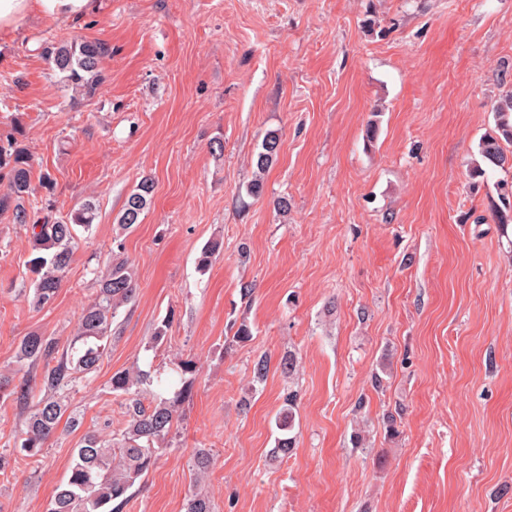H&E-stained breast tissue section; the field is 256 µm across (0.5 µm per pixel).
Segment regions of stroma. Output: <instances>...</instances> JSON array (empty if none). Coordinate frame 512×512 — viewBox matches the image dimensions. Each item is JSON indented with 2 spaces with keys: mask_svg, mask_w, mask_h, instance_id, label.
Instances as JSON below:
<instances>
[{
  "mask_svg": "<svg viewBox=\"0 0 512 512\" xmlns=\"http://www.w3.org/2000/svg\"><path fill=\"white\" fill-rule=\"evenodd\" d=\"M75 38L108 50L78 102L39 50ZM510 90L512 0H103L85 22L1 43L0 135L23 131L27 208L61 217L89 200L97 218L37 309L30 232L0 216V374L20 379L29 333L68 346L92 268L128 259L137 294L71 396L80 430L0 473V512H47L82 433L123 426L115 372L184 360L191 396L124 512H185L198 488L214 512H512V223L491 217L512 169L473 173ZM270 132L280 149L254 197ZM145 177L152 202L122 232ZM291 388L296 444L276 459ZM279 136L274 132L268 133L262 141L261 151L256 157L257 172L251 182L248 184L247 192L252 196H260L264 190L262 174L269 168L279 151Z\"/></svg>",
  "mask_w": 512,
  "mask_h": 512,
  "instance_id": "stroma-1",
  "label": "stroma"
}]
</instances>
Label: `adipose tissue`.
Returning a JSON list of instances; mask_svg holds the SVG:
<instances>
[{"mask_svg":"<svg viewBox=\"0 0 512 512\" xmlns=\"http://www.w3.org/2000/svg\"><path fill=\"white\" fill-rule=\"evenodd\" d=\"M95 8V0H0V41L14 39L32 18L72 22Z\"/></svg>","mask_w":512,"mask_h":512,"instance_id":"adipose-tissue-1","label":"adipose tissue"}]
</instances>
